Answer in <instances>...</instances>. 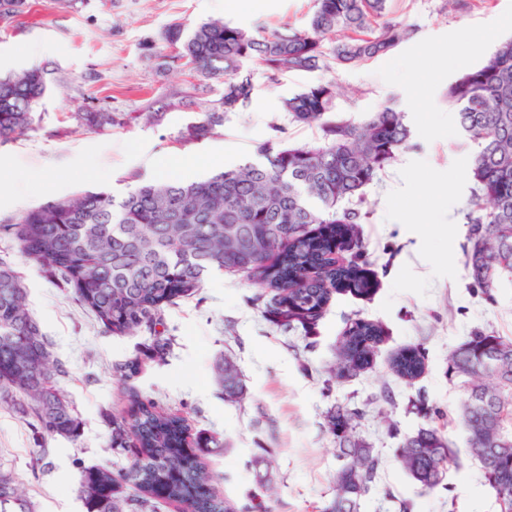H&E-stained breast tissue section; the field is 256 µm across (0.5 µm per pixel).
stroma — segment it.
<instances>
[{
    "mask_svg": "<svg viewBox=\"0 0 512 512\" xmlns=\"http://www.w3.org/2000/svg\"><path fill=\"white\" fill-rule=\"evenodd\" d=\"M24 13L0 21V76L27 67L47 70L50 90L27 136L0 143V166L12 175L48 176L50 184L26 199L0 191V224H11L45 202L86 190L124 195L135 180L161 179L160 164L180 159L177 179H199L257 159L269 142L314 145L319 124L290 123L282 105L306 86L331 82L340 94L334 118L360 123L383 103L403 112L411 139L366 190L371 214L357 237L370 264L369 290L337 291L310 339L284 332L262 314L257 286L216 272L200 297L166 309L172 345L164 360L144 359L133 384L159 410L184 416L192 430L220 436L224 445L203 457L217 495L237 507L263 504L266 512H330L335 476L343 464L327 424L337 405L364 408L353 434L382 460L361 512H500L495 490L467 452L459 423L467 398L450 359L475 333L512 340V284L486 299L465 265L470 247L463 210L474 145L459 126L437 124L450 112V83L477 68L512 37V0H388L387 16L412 29L388 53L362 64L290 72L269 79L259 61L246 69L255 86L250 103L227 115L217 135L186 139L188 126L218 99L209 83L160 121L140 112L188 90L187 72L167 71L159 56L161 32L221 19L248 30L302 27L313 0H246L239 10L224 0H27ZM99 100L120 125L103 132L80 127L78 112ZM457 188L445 206L441 189ZM0 258L19 272L30 311L53 344L65 374L63 394L81 422L77 440L42 439L33 418L0 407V469L15 474L37 512H85L81 471L92 465L126 466L107 446L109 415L126 407L116 364L141 357L148 334L114 336L38 262L0 235ZM379 324L370 366L335 383L327 369L352 322ZM419 346L425 368L415 380L396 374L390 360ZM238 368L244 401L226 397L216 378L221 358ZM445 437L455 459L441 485L428 490L395 454L421 429Z\"/></svg>",
    "mask_w": 512,
    "mask_h": 512,
    "instance_id": "35a3bbf8",
    "label": "stroma"
}]
</instances>
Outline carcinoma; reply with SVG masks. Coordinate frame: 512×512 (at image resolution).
<instances>
[{
    "label": "carcinoma",
    "instance_id": "obj_1",
    "mask_svg": "<svg viewBox=\"0 0 512 512\" xmlns=\"http://www.w3.org/2000/svg\"><path fill=\"white\" fill-rule=\"evenodd\" d=\"M386 0H314L305 27L283 26L249 31L220 20L192 28L172 24L162 32L170 49L166 69L188 67L204 81L223 85L220 98L187 127L190 140L218 134L224 118L250 102L253 80L245 64L258 59L275 77L311 72L333 65H358L389 52L411 30L385 19ZM344 40L325 48L329 34ZM49 89L47 72L26 68L0 78V140L11 141L35 129V117ZM336 85L316 83L286 99L283 111L299 124H320L323 141L313 146L268 143L260 159L199 180L140 182L117 198L87 190L27 211L0 233L13 237L21 253L41 263L106 332L125 336L147 332V357L163 359L171 338L158 330L165 307L194 297L216 272L237 273L271 298L263 312L279 328L310 337L339 288L364 292V252L356 238L336 239L345 224L368 219L365 189L396 158L410 139L403 113L382 105L363 123L329 118ZM448 103L457 110L460 129L474 142L469 160L471 198L465 214L471 248L466 267L481 292L493 297L488 267L507 263L512 281V38L501 42L477 68L448 86ZM89 130L120 121L101 106L76 114ZM242 226L243 247L224 252V225ZM351 252L349 267L330 261L333 246ZM381 335L373 322L358 320L346 331L338 373L367 361L365 345ZM501 337L476 333L452 354L453 372L466 378L470 397L460 413L469 432V454L481 462L497 496L512 502V355L501 359L500 377L483 373L487 353ZM393 369L410 380L424 369L417 347L392 359ZM228 398L241 400L243 386L228 360L218 364ZM65 371L53 359L51 343L26 304L21 276L0 259V403L33 417L42 433L75 440L81 420L62 394ZM487 390L488 405L472 394ZM128 409L112 415L110 448L123 451L128 465L112 470L83 468L80 494L86 512H154L156 502L180 506L192 499L195 512H236L228 500L201 487L209 477L200 460L206 448L223 441L200 433L189 446L187 419L161 412L142 399L133 385L123 387ZM364 411L338 405L328 425L345 463L336 475V512H359L360 499L374 482L379 456L350 434ZM402 466L427 489L442 482L453 462L447 440L435 429H422L396 450ZM0 512H36L17 477L0 470Z\"/></svg>",
    "mask_w": 512,
    "mask_h": 512
}]
</instances>
